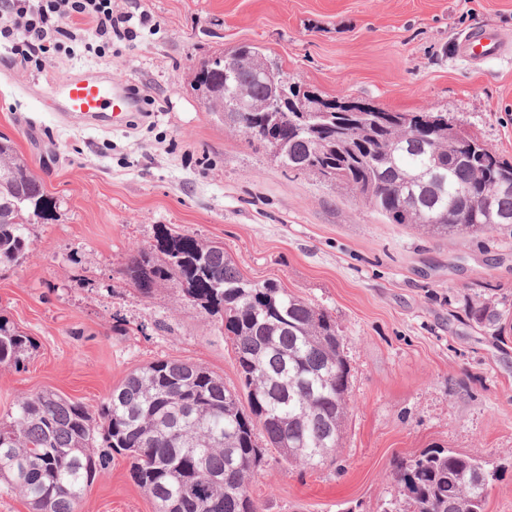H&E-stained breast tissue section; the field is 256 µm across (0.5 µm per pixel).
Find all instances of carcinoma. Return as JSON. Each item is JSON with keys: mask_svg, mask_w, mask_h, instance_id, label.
<instances>
[{"mask_svg": "<svg viewBox=\"0 0 512 512\" xmlns=\"http://www.w3.org/2000/svg\"><path fill=\"white\" fill-rule=\"evenodd\" d=\"M249 54L236 77L205 63L195 91L209 112L240 91L263 104L275 94L257 77L267 63ZM334 112H284L274 140L239 127L271 151L282 141V165L342 185L393 224L437 235L512 234V191L484 207L494 182L512 184V163L448 124L443 113L388 112L362 102L333 103ZM55 204L14 144L0 137V264L19 265L31 217ZM466 214L464 223L457 217ZM161 256L129 255L124 273L148 297L169 282L191 302L220 315L231 340L240 388L193 362L157 359L131 371L92 412L53 391L21 393L0 417V490L32 512H78L87 488L103 476L112 453L131 460L135 483L155 512H261L251 495L264 453L257 432L288 463L313 469L336 459L348 412L350 367L336 320L274 281L246 279L221 245L165 233ZM496 336L512 327V304L469 307ZM32 340L0 316V365H18ZM496 472L480 459L432 448L395 464L404 512H485Z\"/></svg>", "mask_w": 512, "mask_h": 512, "instance_id": "1", "label": "carcinoma"}]
</instances>
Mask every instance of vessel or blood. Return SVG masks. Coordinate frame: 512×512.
<instances>
[{
  "label": "vessel or blood",
  "mask_w": 512,
  "mask_h": 512,
  "mask_svg": "<svg viewBox=\"0 0 512 512\" xmlns=\"http://www.w3.org/2000/svg\"><path fill=\"white\" fill-rule=\"evenodd\" d=\"M505 44L494 31L474 32L463 39L462 55L468 60L484 61L500 57ZM130 83L112 84L96 73L57 81L50 87L53 111L98 119L115 111H136L140 99L130 91Z\"/></svg>",
  "instance_id": "b4317fda"
}]
</instances>
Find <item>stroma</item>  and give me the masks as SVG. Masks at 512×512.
<instances>
[{
    "label": "stroma",
    "mask_w": 512,
    "mask_h": 512,
    "mask_svg": "<svg viewBox=\"0 0 512 512\" xmlns=\"http://www.w3.org/2000/svg\"><path fill=\"white\" fill-rule=\"evenodd\" d=\"M148 14L134 41L99 50L83 28L42 67L0 49V136L56 207L29 226L21 265H0V315L36 347L0 366V414L52 390L97 409L130 371L185 359L239 384L219 316L170 283L138 294L122 269L158 253L162 232L223 244L251 281H276L335 318L351 409L334 464L314 470L267 450L252 491L261 512H393L396 461L432 448L487 461L486 512H512V334L468 315L512 300V236L439 237L393 224L341 185L284 170L206 112L194 78L212 56L262 47L327 99L392 112H444L512 162V47L474 63L459 43L496 28L512 44V0H114ZM145 89L148 118L104 128L61 120L41 98L87 69ZM80 512H153L116 454Z\"/></svg>",
    "instance_id": "stroma-1"
}]
</instances>
